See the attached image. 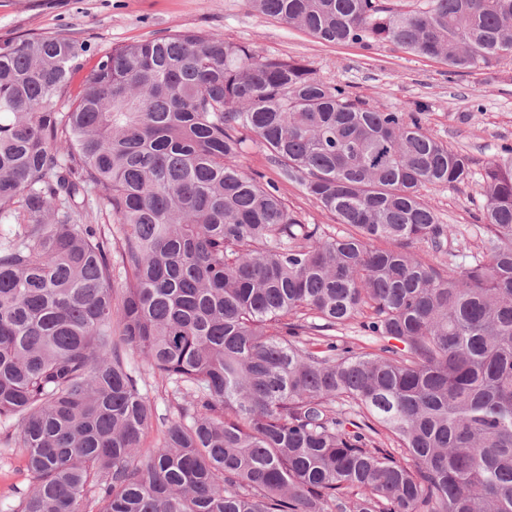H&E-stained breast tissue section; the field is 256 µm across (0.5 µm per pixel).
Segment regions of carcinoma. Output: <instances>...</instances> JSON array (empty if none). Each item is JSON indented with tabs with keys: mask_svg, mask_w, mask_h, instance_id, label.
Wrapping results in <instances>:
<instances>
[{
	"mask_svg": "<svg viewBox=\"0 0 512 512\" xmlns=\"http://www.w3.org/2000/svg\"><path fill=\"white\" fill-rule=\"evenodd\" d=\"M245 2L454 72L512 60V0ZM88 51L0 42V439L32 479L10 512H512V148L484 169L482 254L440 269L414 248L453 226L421 189L469 160L421 113L193 29L112 47L73 97ZM250 142L353 232L248 175ZM365 310L378 351L327 335ZM130 352L186 398L146 457Z\"/></svg>",
	"mask_w": 512,
	"mask_h": 512,
	"instance_id": "cac0c4a2",
	"label": "carcinoma"
}]
</instances>
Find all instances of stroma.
I'll return each mask as SVG.
<instances>
[{
    "mask_svg": "<svg viewBox=\"0 0 512 512\" xmlns=\"http://www.w3.org/2000/svg\"><path fill=\"white\" fill-rule=\"evenodd\" d=\"M194 29L223 33L263 54L307 60L322 79L347 89L371 108L422 112L424 127L468 157L469 181L424 188L423 195L441 223L454 232L449 255H434L447 267L449 258L470 261L487 236L484 228L482 173L488 161L512 147V62L493 71L449 73L440 60L414 55L389 44H329L279 20L251 11L245 0H0V39L64 33L84 40L95 52L113 46ZM243 170L274 183L288 206L323 234H345L349 227L310 198L301 185L285 180L267 153L249 147L239 159ZM139 385L158 417L141 439L142 453L159 444L162 422L176 416L170 388L156 378L138 355L128 357Z\"/></svg>",
    "mask_w": 512,
    "mask_h": 512,
    "instance_id": "obj_1",
    "label": "stroma"
}]
</instances>
